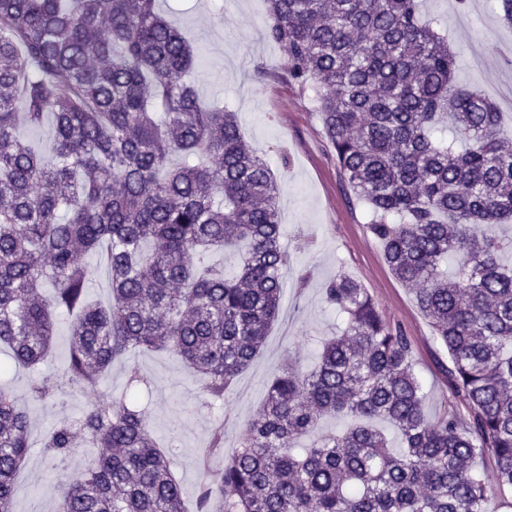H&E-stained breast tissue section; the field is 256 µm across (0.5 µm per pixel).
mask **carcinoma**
<instances>
[{
	"instance_id": "carcinoma-1",
	"label": "carcinoma",
	"mask_w": 512,
	"mask_h": 512,
	"mask_svg": "<svg viewBox=\"0 0 512 512\" xmlns=\"http://www.w3.org/2000/svg\"><path fill=\"white\" fill-rule=\"evenodd\" d=\"M267 38L288 76L318 93L336 166L372 213L395 277L448 350L449 406L431 418L405 331L339 275L344 318L316 367L268 387L240 447L208 473L196 512H491L476 468L495 460L512 493V129L454 81L444 35L419 0H267ZM193 49L156 0H0V347L13 364L49 352L71 317L70 393L137 347L168 349L213 399L246 370L278 316L280 186L234 111L200 104ZM52 118L46 160L17 135ZM242 245L235 268L210 252ZM105 257L107 305L89 298L86 257ZM458 262L454 280L440 269ZM63 394L36 381L31 396ZM464 407L468 418L458 413ZM349 424L300 442L322 417ZM376 420L401 435L388 447ZM99 449L59 481L56 512H187L171 461L140 410L94 405L53 427L65 458ZM29 419L0 388V512H12Z\"/></svg>"
}]
</instances>
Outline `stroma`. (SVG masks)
Returning <instances> with one entry per match:
<instances>
[{
	"label": "stroma",
	"instance_id": "35a3bbf8",
	"mask_svg": "<svg viewBox=\"0 0 512 512\" xmlns=\"http://www.w3.org/2000/svg\"><path fill=\"white\" fill-rule=\"evenodd\" d=\"M158 7L197 48L200 63L190 79L198 96L205 102L219 99L234 110L245 139L277 175L282 244L289 254L280 313L254 362L223 399L203 396L199 382L172 353L134 349L113 364L97 387L61 405L34 402L27 396L32 380L68 384L69 322L59 318L50 356L6 378L32 424L13 512L55 510L59 472L43 448L52 427L79 419L89 406L130 394L139 398L153 437L168 446L187 498H194L205 465L221 467L225 454L238 448L246 421L261 407L268 382L287 357L313 365L321 339L335 333L336 313L327 306L324 290L341 273L357 280L382 317L410 336L428 414L443 411L449 396L448 351L390 271L368 228L367 204L343 183L313 92L289 79L286 51L267 39L266 0H158ZM466 10L473 15L468 29L458 22L455 0H423L422 15L438 19L448 35L457 55L456 83L499 100L501 85L512 84V25L502 20L499 0H469ZM134 372L139 375L135 382L130 379ZM219 427L224 451L204 463Z\"/></svg>",
	"mask_w": 512,
	"mask_h": 512
}]
</instances>
